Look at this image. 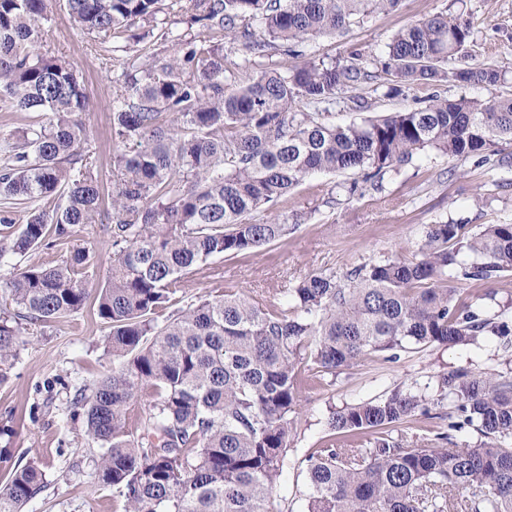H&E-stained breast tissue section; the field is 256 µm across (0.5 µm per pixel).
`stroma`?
I'll list each match as a JSON object with an SVG mask.
<instances>
[{
  "instance_id": "stroma-1",
  "label": "stroma",
  "mask_w": 512,
  "mask_h": 512,
  "mask_svg": "<svg viewBox=\"0 0 512 512\" xmlns=\"http://www.w3.org/2000/svg\"><path fill=\"white\" fill-rule=\"evenodd\" d=\"M51 20L42 32L45 48L65 57L82 74L90 102L85 116L89 144L104 189L112 187L111 110L112 80L127 56L147 61L153 55L173 56L178 39L197 35L184 10L173 7L158 17L152 34L128 52L116 53L107 64L103 44L89 40L77 29L65 0H51ZM453 14L470 23L480 60H512V0H402L398 10L372 13L347 29L299 43L289 65L307 61L331 63L357 51L377 69L387 58L394 34L433 14ZM382 81H368L342 91L329 110L344 125L366 117L384 116L415 108L431 94L451 100L461 96L512 98V71L491 87L462 86L443 81L429 87L416 85L398 97L386 94ZM358 185L348 195L350 185ZM268 218L297 222L293 233L254 253L236 258L217 257L189 274L182 293L190 303L209 288H235L258 294L267 288L292 286L313 272L345 275L356 266L391 255L411 257L424 225L448 221L477 231L483 224H512V167L476 159H452L423 151L412 162L388 172L375 182L361 174L316 173L291 190L286 200L267 213ZM75 227L68 242L42 247L26 255L14 254V228L0 229V298L5 283L29 264H53L73 247L89 251L90 287L103 283L112 257V240L105 224ZM106 329L93 307L59 319L46 327L26 325L13 367L0 383V482L10 464L41 459L45 487L23 512H124L122 498L98 482L100 443L85 432L83 418L71 417L75 394L112 368V357L102 337ZM508 361L496 337L477 346L428 348L401 353L396 361L376 357L344 371L332 386L302 389L299 421L291 446L304 458L328 436L330 412L373 400L405 384L423 386L435 376L458 368L501 370Z\"/></svg>"
}]
</instances>
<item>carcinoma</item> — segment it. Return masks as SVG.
Wrapping results in <instances>:
<instances>
[{
	"mask_svg": "<svg viewBox=\"0 0 512 512\" xmlns=\"http://www.w3.org/2000/svg\"><path fill=\"white\" fill-rule=\"evenodd\" d=\"M76 26L103 42L157 22L166 0H65ZM202 32L178 42L170 59L127 65L113 80L112 271L87 288L89 252L33 264L6 285L9 305L31 325L83 310L95 297L109 328L112 370L73 399L88 436L101 443L98 480L124 512H280L274 495L294 460L299 394L373 356L431 345H477L491 334L509 346L512 298L457 297L452 281L492 282L512 271V224L473 233L454 222L426 225L410 259L390 256L339 278L312 273L275 303L227 288L180 308L186 274L218 256L250 254L295 229L259 220L315 172L358 171L365 179L424 150L512 165V99L434 94L404 112L338 125L301 103L336 100L359 82L384 78L398 95L451 77L494 86L508 66L473 60L469 25L434 14L398 31L381 72L350 55L329 66L273 65L231 91L224 40L245 52L288 56L296 44L345 29L355 16L389 12L401 0H184ZM48 0H0V103L33 114L8 145L0 196L28 206L11 250L26 254L63 242L99 219L74 65L44 48ZM461 65L452 72L444 65ZM497 310H492V307ZM20 343L18 323L0 308V382ZM152 409L132 417L144 397ZM452 405L448 432L482 440L436 448L399 424ZM328 439L298 462L307 512H512V368L459 369L414 389L332 413ZM41 462L10 469L0 512H22L43 488Z\"/></svg>",
	"mask_w": 512,
	"mask_h": 512,
	"instance_id": "cac0c4a2",
	"label": "carcinoma"
}]
</instances>
